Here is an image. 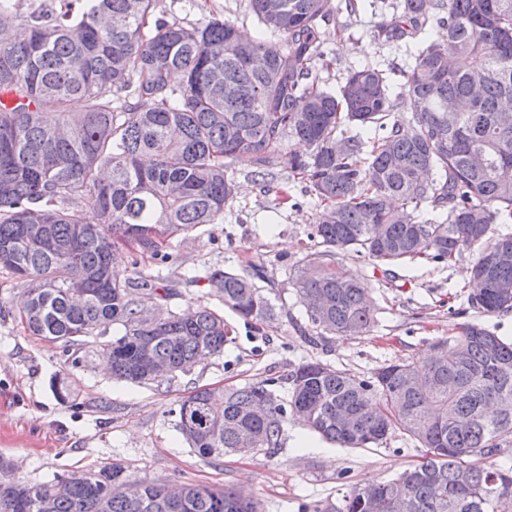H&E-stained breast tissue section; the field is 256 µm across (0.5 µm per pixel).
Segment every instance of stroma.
<instances>
[{"instance_id":"stroma-1","label":"stroma","mask_w":512,"mask_h":512,"mask_svg":"<svg viewBox=\"0 0 512 512\" xmlns=\"http://www.w3.org/2000/svg\"><path fill=\"white\" fill-rule=\"evenodd\" d=\"M156 14L185 25L220 18L255 38L262 31L247 0H158ZM379 20L371 12L330 15L326 27L337 37L328 45L332 66L316 71L323 84L337 89L349 71L367 64L384 69L408 65L414 44H381L373 34ZM231 168L238 194L223 218L175 237L160 255L126 246L116 255L121 279L139 271L158 286L174 285L176 295L160 303L174 312L198 305L223 310L210 293L207 274L239 272L252 263L264 266L265 287L277 291L273 314L247 321L223 311L232 329L230 341L222 353L202 359L190 372L141 385L113 379L95 354H64L59 344L24 328V286L0 270V456L13 461L14 477L40 483L118 465L142 481L244 484L262 512H311L335 502L349 485L374 483L412 468L421 460V449L396 434L381 447L351 450L290 421L273 454H227L206 461L175 428L179 401L197 389L264 379L274 380L276 393L284 397L290 374L310 361L366 378L399 357H425L432 341L458 335L466 323L512 341V313L483 316L467 307L470 253L449 263L422 258L395 267L389 276L349 253L338 261L368 281L377 322L369 335L313 345L302 332L306 311L288 279L313 252L309 235L318 214L315 200L304 184L289 180L285 164L273 166L264 177L247 157L236 159ZM61 387L68 388L67 399L58 398Z\"/></svg>"}]
</instances>
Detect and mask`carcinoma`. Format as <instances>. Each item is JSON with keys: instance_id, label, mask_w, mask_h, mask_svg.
<instances>
[{"instance_id": "obj_1", "label": "carcinoma", "mask_w": 512, "mask_h": 512, "mask_svg": "<svg viewBox=\"0 0 512 512\" xmlns=\"http://www.w3.org/2000/svg\"><path fill=\"white\" fill-rule=\"evenodd\" d=\"M158 0H0V269L26 286L23 320L65 351L109 348L112 377L156 381L224 349L230 330L207 306L149 310L171 295L141 273L112 275L116 240L156 254L163 242L213 224L233 202L230 161L265 169L287 159L320 211V251L292 278L297 297L326 298L307 313L311 342L364 336L375 325L367 282L336 264L354 253L386 275L425 257L473 255L469 308L512 311V0H393L385 42L415 40L405 68L350 71L335 92L312 75L329 64L321 29L333 0H248L261 38L240 40L213 18L185 26L155 15ZM182 76L177 86L174 74ZM82 103L80 111L70 103ZM309 149L285 152V142ZM343 150L336 152V143ZM480 154L484 164H473ZM100 221L88 224L84 210ZM85 277L72 279L75 265ZM264 271L216 269L211 291L245 319L274 311ZM423 364L400 357L369 378L319 361L299 366L283 400L271 381L204 388L180 401L175 427L203 459L280 447L297 413L323 439L377 448L400 433L423 460L395 479L351 485L313 512H365L409 496L407 512H494L512 498V469L488 460L512 447V342L471 323L432 344ZM119 466L0 483V512H260L234 488L138 482Z\"/></svg>"}]
</instances>
